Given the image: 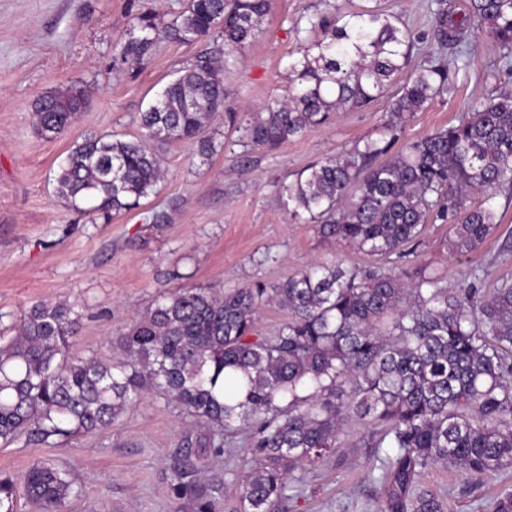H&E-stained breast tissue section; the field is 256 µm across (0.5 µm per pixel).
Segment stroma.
<instances>
[{"mask_svg":"<svg viewBox=\"0 0 512 512\" xmlns=\"http://www.w3.org/2000/svg\"><path fill=\"white\" fill-rule=\"evenodd\" d=\"M451 8L466 0H275L256 39L234 51L224 72L229 103L243 113L281 98L288 64L315 40L309 17L328 5L345 11L380 6L399 15L412 35L428 31L437 3ZM189 0H0V334L11 335L34 302L64 299L84 318L69 357L110 358L113 336L126 330L159 295L177 288L222 292L256 280L278 284L317 262L343 259L388 269L431 264L449 291L478 283L490 291L512 279V197L497 195L496 231L475 252L450 254L451 229L429 224L404 256L371 257L324 238L317 224L292 222L279 188L323 157L351 149L374 135L397 77L386 96L346 110L275 149L225 135L216 119L208 135L223 148L209 160L186 144L163 156L164 180L139 208L111 221H90L55 194L54 176L74 144L92 135L136 134L144 111L179 67L214 48L213 39L182 43L162 39L150 63L112 65L113 47L137 13L169 23ZM469 55L447 91L408 123L404 136L423 137L458 123L475 103L512 89V66L481 29L468 34ZM83 88L82 118L54 139L39 136L31 106L44 92ZM167 213L153 222L154 213ZM189 419L175 403L151 395L103 431L55 439L0 442V476L22 477L37 461L68 464L81 488L66 512H192L173 498L167 480L170 454ZM371 428L349 424L335 456L309 470L283 512H377L382 472L361 447ZM423 486L442 492L448 512H478L512 485V471L466 479L452 466L425 471Z\"/></svg>","mask_w":512,"mask_h":512,"instance_id":"1","label":"stroma"}]
</instances>
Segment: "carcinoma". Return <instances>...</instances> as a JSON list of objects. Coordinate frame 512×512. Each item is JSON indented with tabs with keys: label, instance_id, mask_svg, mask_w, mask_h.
Here are the masks:
<instances>
[{
	"label": "carcinoma",
	"instance_id": "obj_1",
	"mask_svg": "<svg viewBox=\"0 0 512 512\" xmlns=\"http://www.w3.org/2000/svg\"><path fill=\"white\" fill-rule=\"evenodd\" d=\"M272 0H191L165 25L135 15L113 49V63L144 66L163 38L190 43L212 34L224 49L205 51L138 113V134L89 136L75 144L55 178V194L108 222L138 206L164 178L162 154L191 143L203 159L217 152L205 135L217 115L254 147L274 148L335 113L383 96L407 78L376 128L344 153L327 156L284 183L292 220L317 223L326 238L389 257L437 221L453 227L450 252L468 255L493 234V199L512 190V90L478 104L458 124L402 140L407 123L448 86L451 45L468 55L471 21L512 55V0H469L461 14L434 13L436 50L413 61L414 38L376 7L309 19L320 31L290 66L288 90L249 117L227 104L226 51L256 39ZM75 86L34 102L39 134L52 139L81 115ZM484 196L479 205L472 197ZM289 318L259 334L261 310ZM83 312L65 300L34 303L16 334L0 339V440L49 444L105 429L149 395L176 403L191 419L171 455L170 486L194 512H217L214 462L241 435L262 459L240 480L239 512H277L307 471L336 453L351 422L385 427L365 447L385 481L380 512H445L420 486L422 472L450 464L470 476L512 469V281L482 294L472 283L448 291L431 265L399 272L344 261L317 263L276 285L263 281L218 296L177 288L112 340L108 360H66ZM383 448L391 454L380 455ZM40 512H65L81 488L62 464L46 460L24 477ZM12 480L0 479V512H14Z\"/></svg>",
	"mask_w": 512,
	"mask_h": 512
}]
</instances>
